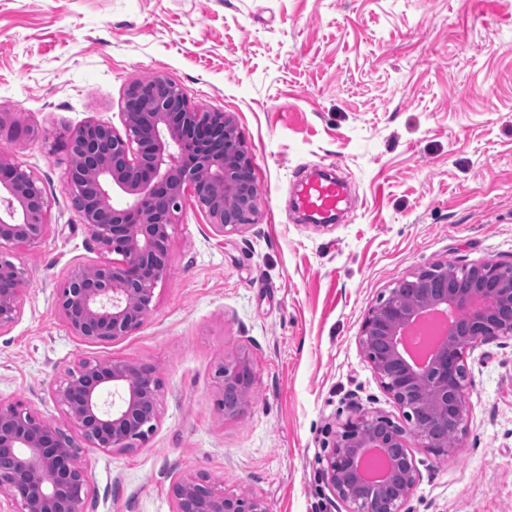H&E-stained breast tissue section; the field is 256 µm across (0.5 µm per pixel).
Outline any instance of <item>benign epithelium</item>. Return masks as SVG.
I'll list each match as a JSON object with an SVG mask.
<instances>
[{
  "label": "benign epithelium",
  "instance_id": "obj_1",
  "mask_svg": "<svg viewBox=\"0 0 512 512\" xmlns=\"http://www.w3.org/2000/svg\"><path fill=\"white\" fill-rule=\"evenodd\" d=\"M124 133L88 121L60 144L67 154L66 190L102 258L74 267L57 288L56 306L75 335L113 341L138 329L154 291L168 275L175 213L203 211L216 234L237 232L258 214L254 170L233 118L190 105L173 80L156 74L127 90ZM48 202L35 174L0 154V248L38 246ZM27 270L0 257V330L21 315ZM406 280L410 304L394 288L365 317L359 342L382 388L406 425L357 409L335 434L324 478L348 512H402L418 473L409 442L435 456L451 452L434 434L457 437L467 418L466 359L484 338H512V263L438 261ZM452 309L459 316L426 366L411 363L401 339L417 317ZM223 415L237 418L254 384L249 360L237 356L216 370ZM154 371L126 361L82 359L55 388L70 423L91 448L128 452L158 419ZM381 449L389 475L370 484L358 461ZM82 447L21 403L0 402V493L12 512H82L90 485ZM175 512H269L259 496L230 492L201 474L172 486Z\"/></svg>",
  "mask_w": 512,
  "mask_h": 512
}]
</instances>
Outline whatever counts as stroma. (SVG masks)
<instances>
[{
	"mask_svg": "<svg viewBox=\"0 0 512 512\" xmlns=\"http://www.w3.org/2000/svg\"><path fill=\"white\" fill-rule=\"evenodd\" d=\"M162 74L192 106L233 116L260 195L254 224L217 236L189 206L169 273L132 334L74 336L56 291L100 253L64 184L58 142L90 120L122 129L129 86ZM0 153L34 172L50 208L21 315L0 330V401L62 429L54 389L81 359L155 370V430L124 453L84 449V512H174L202 474L270 512H346L323 478L335 427L357 407L403 423L359 343L394 283L436 261L512 262V0H0ZM335 165L344 221L293 214L297 170ZM246 356L244 414L225 418L216 370ZM454 451L411 452L402 512H512V339L467 358Z\"/></svg>",
	"mask_w": 512,
	"mask_h": 512,
	"instance_id": "1",
	"label": "stroma"
}]
</instances>
